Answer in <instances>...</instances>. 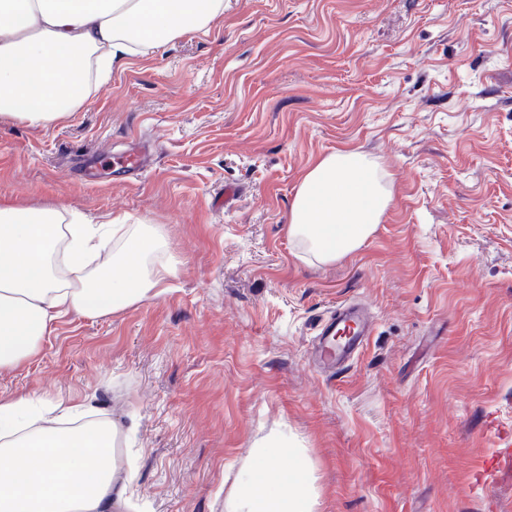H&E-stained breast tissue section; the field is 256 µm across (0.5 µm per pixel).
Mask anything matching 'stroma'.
Here are the masks:
<instances>
[{
    "instance_id": "1",
    "label": "stroma",
    "mask_w": 512,
    "mask_h": 512,
    "mask_svg": "<svg viewBox=\"0 0 512 512\" xmlns=\"http://www.w3.org/2000/svg\"><path fill=\"white\" fill-rule=\"evenodd\" d=\"M135 147L139 172L98 159ZM340 148L393 200L361 249L308 264L288 210ZM0 199L132 215L177 261L160 295L61 317L0 372L1 394L132 425L135 512H225L283 432L317 512H512L484 471L512 436V0H224L66 120L0 121ZM347 302L372 332L319 374L317 330Z\"/></svg>"
}]
</instances>
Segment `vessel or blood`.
I'll list each match as a JSON object with an SVG mask.
<instances>
[{"label":"vessel or blood","instance_id":"obj_1","mask_svg":"<svg viewBox=\"0 0 512 512\" xmlns=\"http://www.w3.org/2000/svg\"><path fill=\"white\" fill-rule=\"evenodd\" d=\"M370 332L368 321L351 305L338 306L321 333L314 351L316 362L332 370L344 367L363 346Z\"/></svg>","mask_w":512,"mask_h":512}]
</instances>
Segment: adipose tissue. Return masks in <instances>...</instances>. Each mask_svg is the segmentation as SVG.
<instances>
[{
    "instance_id": "adipose-tissue-1",
    "label": "adipose tissue",
    "mask_w": 512,
    "mask_h": 512,
    "mask_svg": "<svg viewBox=\"0 0 512 512\" xmlns=\"http://www.w3.org/2000/svg\"><path fill=\"white\" fill-rule=\"evenodd\" d=\"M224 0H0V121L47 127L77 111L89 75L222 15ZM392 202L387 173L339 149L305 172L288 235L319 264L354 253ZM155 225L92 221L52 204L0 200V371L34 357L62 316L105 317L158 296L172 274ZM125 430L90 402L0 398V512H123L116 450ZM279 437L254 448L226 512H314L306 468L287 472Z\"/></svg>"
}]
</instances>
